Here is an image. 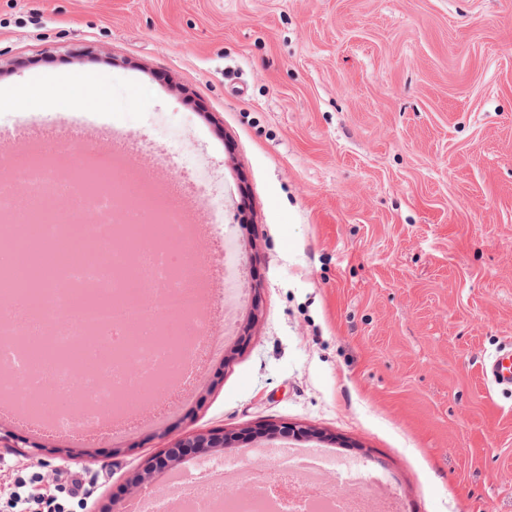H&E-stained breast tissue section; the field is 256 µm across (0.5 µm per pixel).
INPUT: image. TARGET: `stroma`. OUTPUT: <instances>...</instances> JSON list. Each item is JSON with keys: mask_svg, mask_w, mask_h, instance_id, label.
<instances>
[{"mask_svg": "<svg viewBox=\"0 0 512 512\" xmlns=\"http://www.w3.org/2000/svg\"><path fill=\"white\" fill-rule=\"evenodd\" d=\"M104 76L93 123L0 112L18 158L110 166L139 195L210 202L246 266L230 362L138 426L0 447V512H98L181 435H235L245 491L304 429L377 473L403 512H512V0H0V88ZM178 152L184 164L167 166ZM482 370L496 387L512 390V346H505L490 354L482 363Z\"/></svg>", "mask_w": 512, "mask_h": 512, "instance_id": "stroma-1", "label": "stroma"}]
</instances>
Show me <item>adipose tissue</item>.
Listing matches in <instances>:
<instances>
[{
	"mask_svg": "<svg viewBox=\"0 0 512 512\" xmlns=\"http://www.w3.org/2000/svg\"><path fill=\"white\" fill-rule=\"evenodd\" d=\"M109 86L105 79L83 72H71L51 81H39L23 92L0 90V111H14L24 107L41 110L70 106L78 102L103 105L108 99Z\"/></svg>",
	"mask_w": 512,
	"mask_h": 512,
	"instance_id": "ef3b65f1",
	"label": "adipose tissue"
}]
</instances>
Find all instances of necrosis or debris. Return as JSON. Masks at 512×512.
Returning <instances> with one entry per match:
<instances>
[{
  "instance_id": "obj_1",
  "label": "necrosis or debris",
  "mask_w": 512,
  "mask_h": 512,
  "mask_svg": "<svg viewBox=\"0 0 512 512\" xmlns=\"http://www.w3.org/2000/svg\"><path fill=\"white\" fill-rule=\"evenodd\" d=\"M100 167L84 168L62 178L48 163L33 162L23 171L34 199L19 207L13 182L0 180V215L22 213L23 221L39 227V236L16 241L14 249L0 243V272L13 283L0 301V392L24 386L29 398L65 391L80 380L82 412L56 410L54 434L74 437L97 431L101 409L112 412L113 424L133 426L139 416L126 404L128 393L169 372L170 400H178L193 385L212 351L203 343L205 323L192 285L204 276L200 259L192 257V240L183 232V216L165 197L141 195L129 207L123 182H104L99 192L86 190L100 177ZM94 212L97 221L72 235L75 213ZM67 245L91 250L93 264L72 261L50 265L33 274L26 259L35 249ZM190 254L187 263L173 265V251ZM87 340L84 370L66 357L75 336ZM296 450L286 451L288 465L274 472H253L251 492L239 497L226 491L214 474L222 462L201 463L200 481L184 473L173 476V494L137 503L131 512H399V503L384 481L363 474L354 462L334 459L313 449L310 457L322 468L354 475L355 493L317 480L314 472L291 465Z\"/></svg>"
}]
</instances>
